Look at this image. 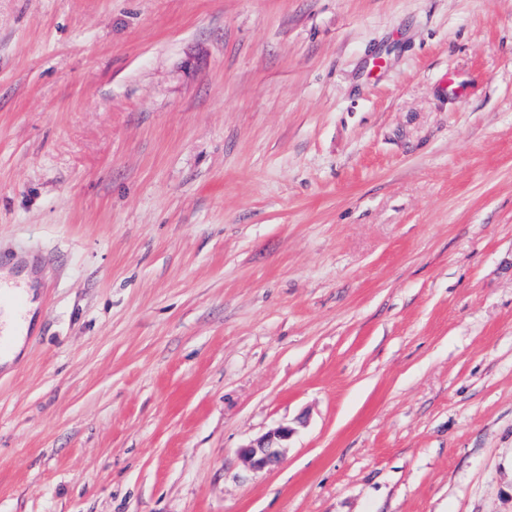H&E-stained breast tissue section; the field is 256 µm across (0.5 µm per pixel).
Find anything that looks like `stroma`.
Returning <instances> with one entry per match:
<instances>
[{
    "label": "stroma",
    "mask_w": 512,
    "mask_h": 512,
    "mask_svg": "<svg viewBox=\"0 0 512 512\" xmlns=\"http://www.w3.org/2000/svg\"><path fill=\"white\" fill-rule=\"evenodd\" d=\"M27 263L0 512H512V0H0ZM288 426L279 427L241 448V455L248 466L254 470H263L277 464L284 453L286 442L293 434Z\"/></svg>",
    "instance_id": "stroma-1"
}]
</instances>
